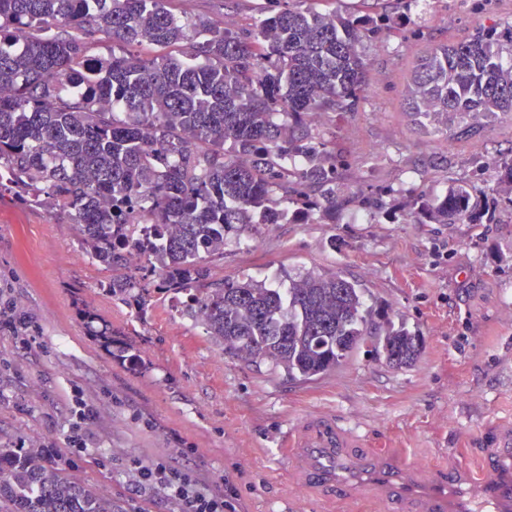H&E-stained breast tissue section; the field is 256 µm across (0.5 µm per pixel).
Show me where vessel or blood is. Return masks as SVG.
<instances>
[{"label":"vessel or blood","instance_id":"vessel-or-blood-1","mask_svg":"<svg viewBox=\"0 0 512 512\" xmlns=\"http://www.w3.org/2000/svg\"><path fill=\"white\" fill-rule=\"evenodd\" d=\"M281 453L288 485L309 490L320 507L343 500L381 512H512V445L491 451L489 474L468 464H422L364 437L331 413L304 416L286 431Z\"/></svg>","mask_w":512,"mask_h":512}]
</instances>
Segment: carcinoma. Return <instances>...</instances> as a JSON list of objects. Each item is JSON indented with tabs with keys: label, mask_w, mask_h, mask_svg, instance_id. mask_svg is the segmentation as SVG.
Wrapping results in <instances>:
<instances>
[{
	"label": "carcinoma",
	"mask_w": 512,
	"mask_h": 512,
	"mask_svg": "<svg viewBox=\"0 0 512 512\" xmlns=\"http://www.w3.org/2000/svg\"><path fill=\"white\" fill-rule=\"evenodd\" d=\"M173 0H0V171L32 205L75 225L80 248L112 272L109 293L131 306L175 288L213 341L244 362L310 380L366 346L393 366L416 339L364 308L338 274L289 279L283 293L251 278L215 280L224 235L275 224L293 205L326 218L380 211L394 190L344 182L336 140L315 141L311 117L353 112L367 88L360 50L382 26L307 0H266L249 28L181 19ZM110 43L122 53L105 58ZM409 110L452 141L512 115V26H479L421 58ZM468 181L412 199L416 224H472L485 213ZM146 225L135 240L132 227ZM136 247L152 261L130 267ZM160 273V280L149 275ZM0 512H116L49 469L40 452L0 447Z\"/></svg>",
	"instance_id": "obj_1"
}]
</instances>
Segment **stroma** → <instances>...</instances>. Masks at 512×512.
Segmentation results:
<instances>
[{"label": "stroma", "mask_w": 512, "mask_h": 512, "mask_svg": "<svg viewBox=\"0 0 512 512\" xmlns=\"http://www.w3.org/2000/svg\"><path fill=\"white\" fill-rule=\"evenodd\" d=\"M177 14L230 17L250 26L258 0H175ZM387 38L368 42V87L356 111L323 116L315 133L347 157L352 191L401 189L389 214L351 208L336 218L258 224L228 235L218 279L275 288L308 272L358 282L366 308L387 311L420 342L416 361L393 367L360 351L311 380L225 355L184 311L185 295L153 291L143 311L113 300L108 272L80 253L73 225L0 192V297L31 317L38 344L0 334V444L58 449L55 467L120 512H178L158 497H130V465L166 460L209 489L234 488L236 512H311L289 491L280 441L311 412H333L368 443L415 459L450 461V449L499 444L512 425V189L494 168L512 154V117L483 121L479 136L448 143L422 130L406 105L419 59L481 24L512 25V0H395ZM476 179L491 207L479 224H416L410 194L444 195ZM123 332L124 351L89 336L81 309ZM79 384L100 408L97 444L72 458L67 395ZM195 449L192 458L181 448Z\"/></svg>", "instance_id": "stroma-1"}]
</instances>
